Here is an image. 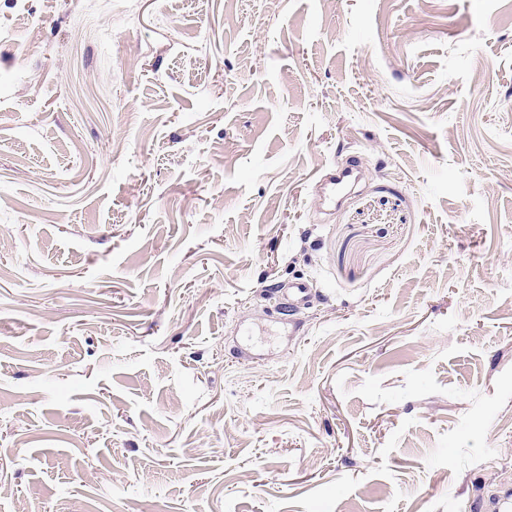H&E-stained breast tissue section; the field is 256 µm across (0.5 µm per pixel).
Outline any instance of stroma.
I'll return each mask as SVG.
<instances>
[{
    "instance_id": "stroma-1",
    "label": "stroma",
    "mask_w": 512,
    "mask_h": 512,
    "mask_svg": "<svg viewBox=\"0 0 512 512\" xmlns=\"http://www.w3.org/2000/svg\"><path fill=\"white\" fill-rule=\"evenodd\" d=\"M510 490L512 0H0V512ZM312 290L306 281H293L281 284L275 288L274 293L280 301L279 305L288 309L296 310L301 304L307 302L309 293Z\"/></svg>"
}]
</instances>
